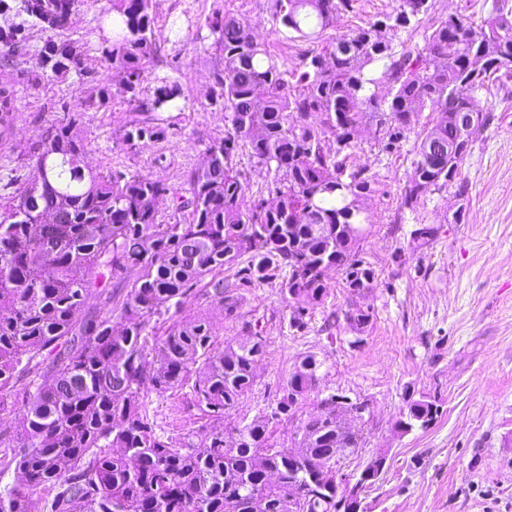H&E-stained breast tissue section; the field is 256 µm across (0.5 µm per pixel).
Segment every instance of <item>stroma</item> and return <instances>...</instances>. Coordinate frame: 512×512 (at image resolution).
<instances>
[{
  "label": "stroma",
  "mask_w": 512,
  "mask_h": 512,
  "mask_svg": "<svg viewBox=\"0 0 512 512\" xmlns=\"http://www.w3.org/2000/svg\"><path fill=\"white\" fill-rule=\"evenodd\" d=\"M263 3L152 0L158 52L146 69L144 96L152 98L164 77L180 95L164 112L165 137L134 146L124 140L131 114L122 99L104 109L89 105L102 81L116 85L122 79L101 53L112 35V0H82L67 29L26 30L24 53L12 63L0 61V84L15 91L12 139L0 144V185L31 177L22 153L67 112L81 116L89 142L86 166L182 185L186 173L204 162L209 143L224 134V114L210 104L220 60L206 19L224 13L246 17L261 28L268 52L280 62L297 61L306 47L277 28ZM491 4L435 0L419 28L399 30L391 39L421 42L424 28L441 18L457 14L478 20ZM395 5V0H354L352 10L339 15L320 39L367 26ZM50 38L79 45L87 73L63 80L42 70L38 51ZM474 105L491 120L462 164L467 195L456 196L451 188L433 191L414 212L402 208L401 193L432 112L414 117L401 150L392 154L376 146L372 125L357 132L352 162L376 179L375 193L363 203L372 220L363 255L377 273L366 297L374 316L364 332L347 325L344 315L354 299L333 270L325 276L324 301L310 310L301 331L290 328L293 306L275 283L246 291L231 319L201 293L188 297L182 319L207 316L216 329V347L227 346L249 325L265 337L266 351L252 393L220 420L193 405L189 386L166 393L146 390L149 415L165 436L259 417L299 358L312 352L324 362L319 387L292 419L271 423L278 444L293 446L318 401L342 393L369 407L349 422L362 442L347 451L340 467L358 471L377 453L387 454L381 476L361 494L367 512H512V98L493 89L478 93ZM421 224L438 226L439 234L428 247L414 250L410 233ZM330 316L336 323L328 330L324 323ZM423 395L438 401L436 421L427 430L401 434L395 423L407 398Z\"/></svg>",
  "instance_id": "35a3bbf8"
}]
</instances>
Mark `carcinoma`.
Listing matches in <instances>:
<instances>
[{
  "mask_svg": "<svg viewBox=\"0 0 512 512\" xmlns=\"http://www.w3.org/2000/svg\"><path fill=\"white\" fill-rule=\"evenodd\" d=\"M353 0H266L272 20L305 41L330 26ZM79 0H21L19 10L43 30L68 26L61 7ZM433 0H397L390 13L319 48L311 46L293 70L272 61L246 18L211 17L206 26L223 57L211 104L224 110V136L212 140L204 163L174 187L129 172L93 173L80 165L89 143L78 115L51 123L30 149V180L7 182L0 205V447L20 486L0 489V512H31L32 498L52 492L49 512H347L349 479L318 474L313 459L336 448H358L361 435L345 426L354 401L343 394L318 403L284 448L269 430L289 419L317 388L324 362L303 355L263 419L227 430L190 429L165 437L142 409L144 390L166 392L192 381L193 403L222 417L256 382L265 353L260 332L222 350L204 317L157 324L181 314L197 287L232 317L241 291L279 281L297 304L290 327H306L307 306L327 295L325 272L337 270L353 297L373 286L376 271L362 255L368 216L363 200L376 181L350 164L356 131L370 121L385 132L378 147L400 150L413 115L430 110L433 125L419 138L401 206L417 209L429 192L468 193L461 167L470 142L454 131L462 112L493 81L512 79V0H493L488 17L442 19L423 46H392L384 33L420 22ZM112 38L104 57L120 70L118 86L100 85L91 105L117 97L133 112L159 111L179 96L157 88L142 98L146 64L157 53L151 0H112ZM24 30L0 26V57L8 60ZM71 44L45 41L43 67L57 78L86 71ZM385 86L386 93L376 91ZM14 94L0 86V141L10 135ZM331 132L333 152L324 150ZM164 136L161 124L129 122L125 142ZM447 149L436 158L428 146ZM274 174L280 197L246 199L238 151ZM167 204L170 220H161ZM439 227L410 233L414 248L428 246ZM237 267L224 285V268ZM95 296L101 307L87 309ZM371 305L346 312L362 332ZM49 373L40 382L35 376ZM437 401L410 398L396 422L404 434L429 428Z\"/></svg>",
  "mask_w": 512,
  "mask_h": 512,
  "instance_id": "cac0c4a2",
  "label": "carcinoma"
}]
</instances>
